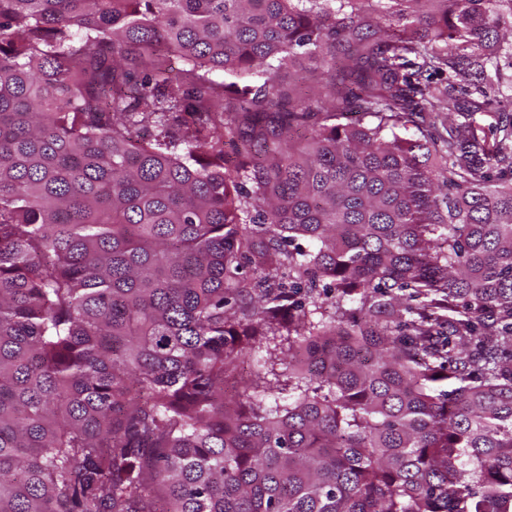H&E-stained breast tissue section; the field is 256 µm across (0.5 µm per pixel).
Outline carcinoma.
<instances>
[{"label":"carcinoma","mask_w":512,"mask_h":512,"mask_svg":"<svg viewBox=\"0 0 512 512\" xmlns=\"http://www.w3.org/2000/svg\"><path fill=\"white\" fill-rule=\"evenodd\" d=\"M503 2L0 0V512H512Z\"/></svg>","instance_id":"obj_1"}]
</instances>
